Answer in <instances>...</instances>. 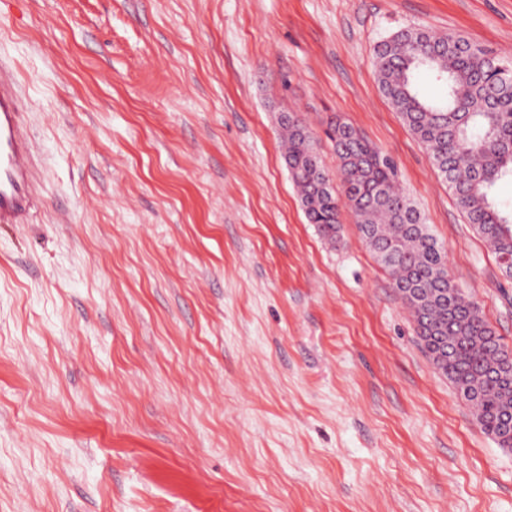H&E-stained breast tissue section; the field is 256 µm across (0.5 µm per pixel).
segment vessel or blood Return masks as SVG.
<instances>
[{
	"label": "vessel or blood",
	"mask_w": 512,
	"mask_h": 512,
	"mask_svg": "<svg viewBox=\"0 0 512 512\" xmlns=\"http://www.w3.org/2000/svg\"><path fill=\"white\" fill-rule=\"evenodd\" d=\"M27 110L14 68L0 63V224L24 223L34 203Z\"/></svg>",
	"instance_id": "vessel-or-blood-1"
}]
</instances>
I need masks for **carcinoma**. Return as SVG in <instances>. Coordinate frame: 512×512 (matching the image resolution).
I'll return each mask as SVG.
<instances>
[{
	"label": "carcinoma",
	"mask_w": 512,
	"mask_h": 512,
	"mask_svg": "<svg viewBox=\"0 0 512 512\" xmlns=\"http://www.w3.org/2000/svg\"><path fill=\"white\" fill-rule=\"evenodd\" d=\"M374 63L379 91L426 147L467 223L500 269H512V208L492 195L498 181L512 178V62L460 34L404 27L376 45ZM423 69L443 83L441 98L420 93L416 75ZM280 129L285 165L309 223L336 241L345 199L433 364L470 406L480 429L498 439V414L512 398L503 397L501 382L487 376V368L508 359L509 349L449 274L445 251L399 190L394 160L351 124L330 121L326 134L339 160L340 197L327 187L333 174L306 122L297 116Z\"/></svg>",
	"instance_id": "obj_1"
}]
</instances>
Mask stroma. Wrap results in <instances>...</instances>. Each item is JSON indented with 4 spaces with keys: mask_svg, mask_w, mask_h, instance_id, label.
Masks as SVG:
<instances>
[{
    "mask_svg": "<svg viewBox=\"0 0 512 512\" xmlns=\"http://www.w3.org/2000/svg\"><path fill=\"white\" fill-rule=\"evenodd\" d=\"M404 27L512 60V0H0L41 167L0 224V512H512V450L434 367L278 118L396 162L512 350V279L378 89ZM279 125L281 136L287 142L285 165L305 215L323 238L336 242L341 224L340 198L327 187V181L334 177L322 163L316 138L299 116L292 122L279 121Z\"/></svg>",
    "mask_w": 512,
    "mask_h": 512,
    "instance_id": "1",
    "label": "stroma"
}]
</instances>
